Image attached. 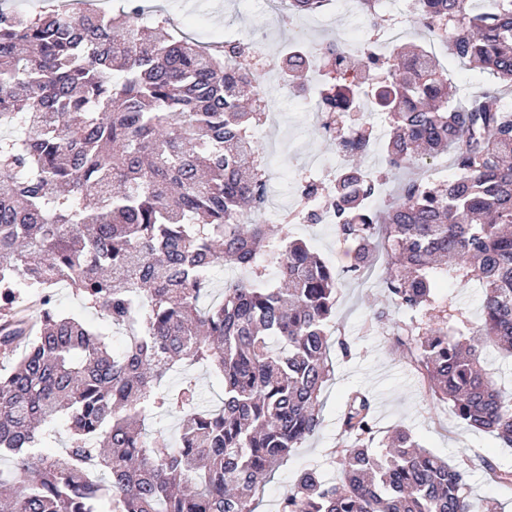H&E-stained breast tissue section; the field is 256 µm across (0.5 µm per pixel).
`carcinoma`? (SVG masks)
<instances>
[{
  "label": "carcinoma",
  "mask_w": 512,
  "mask_h": 512,
  "mask_svg": "<svg viewBox=\"0 0 512 512\" xmlns=\"http://www.w3.org/2000/svg\"><path fill=\"white\" fill-rule=\"evenodd\" d=\"M294 15L323 0H286ZM145 0L117 13L0 7V500L9 512H257L267 477L321 426L333 368L328 324L336 271L288 224H250L264 208L267 164L253 133L262 90L251 42L212 51L147 22ZM422 28L448 55L512 89V0H424ZM322 57L328 84L349 71L373 81L390 131L379 144L392 172L453 156L445 181L408 179L381 209L377 182L347 166L329 198L336 234L355 245L353 271L386 256L392 303L424 319L398 342L433 395L466 426L512 447V394L497 387L486 346L512 356V112L486 90L452 101L447 72L424 45L347 62L333 42L281 60L293 81ZM330 125L362 110L351 92L326 97ZM370 150L360 130L341 141ZM250 274L203 304L211 274ZM279 280L266 277V265ZM482 285V317L433 313L443 278ZM64 283L110 327L65 314ZM224 398L204 401L196 369ZM180 417L171 445L146 430ZM372 403L348 397L335 450L342 480L309 468L278 512H492L466 495L462 474L396 427L373 448ZM64 453L43 449L54 424Z\"/></svg>",
  "instance_id": "obj_1"
}]
</instances>
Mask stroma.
<instances>
[{"mask_svg": "<svg viewBox=\"0 0 512 512\" xmlns=\"http://www.w3.org/2000/svg\"><path fill=\"white\" fill-rule=\"evenodd\" d=\"M147 4L164 10L171 20V33L201 41L248 37L254 39L257 51L275 55L293 36L274 19L276 0H147ZM265 97L276 111L275 121L257 130L256 136L268 163L269 182L283 189L289 175L311 157L333 156L336 147L301 105L270 88ZM291 233L306 240L335 268L336 311L329 331L332 337L346 340L352 354L345 357L339 350L331 351L334 375L322 392L321 427L267 480L259 512H275L278 498L293 488L303 468L318 469L329 482L341 480L333 450L348 442L341 415L348 395L356 390L373 402L378 437L395 427L408 430L422 448L462 472L473 498L491 501L496 512H512V489L495 484L483 465L488 459L512 468V448L462 424L447 403L431 398L404 348L394 342L397 325L409 322L411 316L392 305L382 268L368 276L353 274L354 247L337 236L334 225L295 224Z\"/></svg>", "mask_w": 512, "mask_h": 512, "instance_id": "1", "label": "stroma"}]
</instances>
